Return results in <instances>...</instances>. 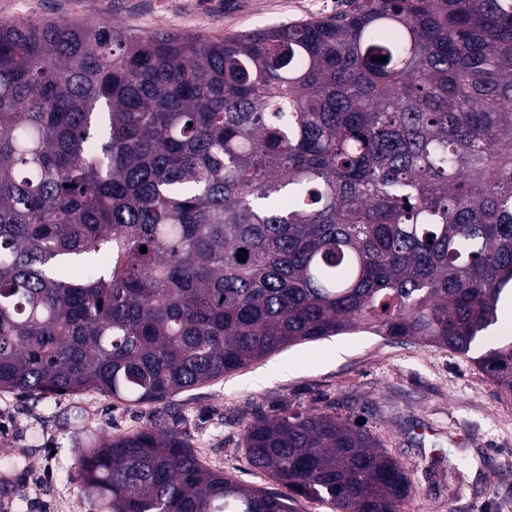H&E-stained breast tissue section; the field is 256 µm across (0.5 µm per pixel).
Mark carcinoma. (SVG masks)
<instances>
[{"label": "carcinoma", "mask_w": 512, "mask_h": 512, "mask_svg": "<svg viewBox=\"0 0 512 512\" xmlns=\"http://www.w3.org/2000/svg\"><path fill=\"white\" fill-rule=\"evenodd\" d=\"M351 3L214 38L0 21V391L164 405L368 332L470 358L512 400V336H486L512 283V0ZM243 445L284 492L212 470L159 410L82 455L90 512L411 494L336 413L258 417ZM448 462L461 479L465 450Z\"/></svg>", "instance_id": "carcinoma-1"}]
</instances>
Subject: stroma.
<instances>
[{
    "mask_svg": "<svg viewBox=\"0 0 512 512\" xmlns=\"http://www.w3.org/2000/svg\"><path fill=\"white\" fill-rule=\"evenodd\" d=\"M349 0H0L16 17L98 22L135 35L216 36L301 23L348 10ZM183 437L210 468L265 491L280 484L242 445L248 422L282 409L333 410L363 421L412 481L405 512H512V401L471 360L416 342L353 333L298 344L172 398ZM146 409L96 392L22 397L0 391V495L10 512H86L78 461L104 435L133 432ZM471 458L449 486L437 449Z\"/></svg>",
    "mask_w": 512,
    "mask_h": 512,
    "instance_id": "obj_1",
    "label": "stroma"
}]
</instances>
